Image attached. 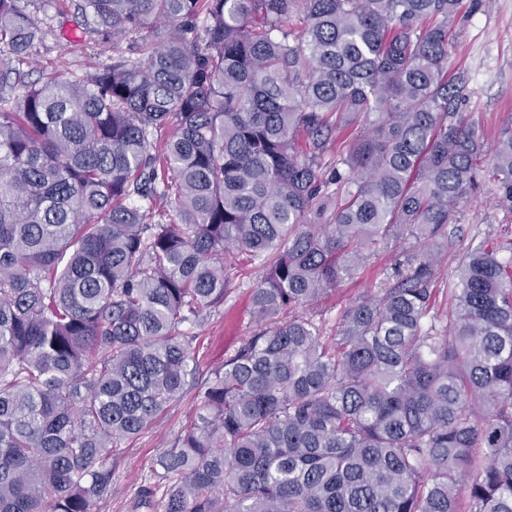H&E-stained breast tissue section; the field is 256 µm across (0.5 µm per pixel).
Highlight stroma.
<instances>
[{"label": "stroma", "mask_w": 512, "mask_h": 512, "mask_svg": "<svg viewBox=\"0 0 512 512\" xmlns=\"http://www.w3.org/2000/svg\"><path fill=\"white\" fill-rule=\"evenodd\" d=\"M77 2L33 0L31 11L49 28L33 47L37 70L81 78L111 66L116 54L134 57L141 47L158 41L151 28L142 29L116 46L95 35L77 36ZM71 35L77 36L76 44H67ZM447 71L450 81L463 83L457 111L470 113L484 130L486 140L495 141L502 121L512 116V0H462L459 16L449 31ZM490 167L488 160H481L480 188L460 203L459 221L448 227V243L441 248L440 288L452 287L458 261L469 244L500 225L512 224V213L498 204V187L488 175ZM402 260L403 250L399 247L372 256L358 274L325 296L328 322H335L350 301L391 281ZM261 276L260 268L248 263L239 265L223 303L204 310L200 321L191 327L197 357L186 394L137 439L121 442L111 459L112 494L99 501L93 512H140L138 491L148 482L160 452L172 447L194 423L199 389L253 332L251 290Z\"/></svg>", "instance_id": "obj_1"}]
</instances>
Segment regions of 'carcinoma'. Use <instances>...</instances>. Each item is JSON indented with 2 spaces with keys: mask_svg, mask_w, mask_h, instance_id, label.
I'll return each mask as SVG.
<instances>
[{
  "mask_svg": "<svg viewBox=\"0 0 512 512\" xmlns=\"http://www.w3.org/2000/svg\"><path fill=\"white\" fill-rule=\"evenodd\" d=\"M21 2L0 0V512L111 493L113 448L184 395L186 329L242 255L266 270L256 329L139 505L512 512V242L467 250L446 314L434 250L332 336L321 308L388 246H438L479 187L484 136L446 71L462 0H80L85 34L162 37L35 85ZM490 152L512 212V117Z\"/></svg>",
  "mask_w": 512,
  "mask_h": 512,
  "instance_id": "1",
  "label": "carcinoma"
}]
</instances>
